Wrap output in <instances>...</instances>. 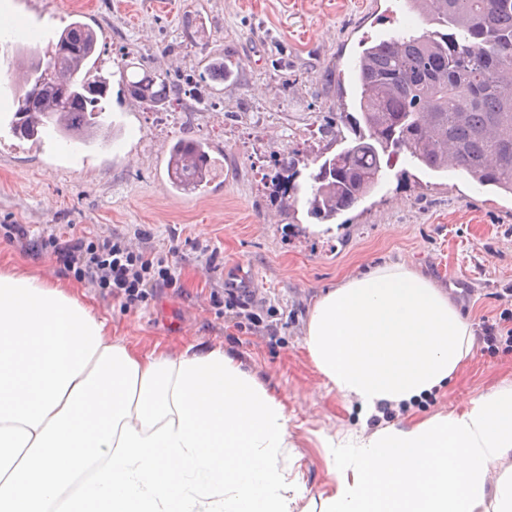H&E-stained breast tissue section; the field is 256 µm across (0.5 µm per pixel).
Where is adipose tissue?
<instances>
[{
    "mask_svg": "<svg viewBox=\"0 0 512 512\" xmlns=\"http://www.w3.org/2000/svg\"><path fill=\"white\" fill-rule=\"evenodd\" d=\"M307 350L329 390L412 409L473 345L447 293L402 263L320 294ZM512 388L460 413L350 431L309 512H512ZM285 407L220 347L145 353L65 287L0 269V512H293Z\"/></svg>",
    "mask_w": 512,
    "mask_h": 512,
    "instance_id": "ef3b65f1",
    "label": "adipose tissue"
}]
</instances>
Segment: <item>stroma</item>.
Masks as SVG:
<instances>
[{"instance_id": "35a3bbf8", "label": "stroma", "mask_w": 512, "mask_h": 512, "mask_svg": "<svg viewBox=\"0 0 512 512\" xmlns=\"http://www.w3.org/2000/svg\"><path fill=\"white\" fill-rule=\"evenodd\" d=\"M0 117L12 114L9 83L28 25L45 42L82 21L98 35L110 88L103 105L119 131V147L60 138L43 143L8 138L0 126V221L32 233L81 224L92 233L119 232L172 251L179 290L158 292L147 307L77 282L53 256L0 239V262L61 283L84 297L125 343L176 354L192 344L220 345L257 374L285 404L298 457L302 497L293 512L333 490L332 440L359 425V409L329 392L305 346L309 311L320 292L344 277L403 262L448 291L476 336L463 366L413 411L371 417L368 431L455 414L473 398L512 387V351L489 354L485 322L512 327V195L477 187L462 171L435 173L393 160L381 182L351 209L320 228L308 216L307 192L294 210L281 208L276 177L294 157L306 184L314 159L333 155L348 128H337L342 95L351 94L362 38L397 29H426L405 0H0ZM242 59L216 78L211 59ZM164 77L179 93L171 112H128L125 66ZM194 138L221 162L209 186L180 192L169 183L162 148ZM256 285V303L273 309L271 326L237 329L218 318L211 295Z\"/></svg>"}]
</instances>
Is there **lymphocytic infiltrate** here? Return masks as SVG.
<instances>
[{
	"label": "lymphocytic infiltrate",
	"instance_id": "obj_1",
	"mask_svg": "<svg viewBox=\"0 0 512 512\" xmlns=\"http://www.w3.org/2000/svg\"><path fill=\"white\" fill-rule=\"evenodd\" d=\"M0 236L22 248L50 253L75 280L100 288L127 309L178 283L177 264L168 254L134 251L117 234L101 237L72 224L65 235L43 232L34 237L24 225L6 223L0 225Z\"/></svg>",
	"mask_w": 512,
	"mask_h": 512
}]
</instances>
